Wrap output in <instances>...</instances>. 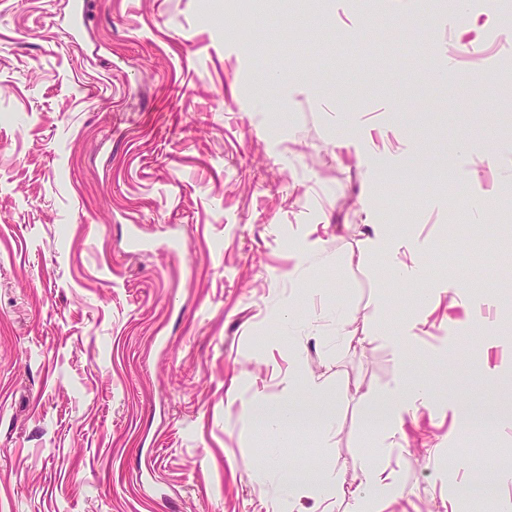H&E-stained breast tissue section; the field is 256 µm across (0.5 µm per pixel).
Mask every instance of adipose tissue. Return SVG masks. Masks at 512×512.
<instances>
[{
	"mask_svg": "<svg viewBox=\"0 0 512 512\" xmlns=\"http://www.w3.org/2000/svg\"><path fill=\"white\" fill-rule=\"evenodd\" d=\"M369 247L375 255H396L395 271L400 278L420 280L425 277L426 267L420 260H399L402 242L391 235L388 227H375ZM411 339L412 329L408 326L404 327L400 335L391 339L396 361L395 377L391 385L376 396L382 412V431L374 442L372 456L361 468L360 494L349 495L343 474L329 467L322 469L317 478L309 483L315 504L349 496L353 499L351 512H383L386 500L400 495L399 475L389 464L390 458L399 451L396 437L407 418L414 413L417 406L427 403L431 394L429 387L411 384L408 379L403 353L405 345ZM252 408L255 420L264 429L282 437L287 436L290 430L300 427L305 417L303 411L269 401L260 394L253 396Z\"/></svg>",
	"mask_w": 512,
	"mask_h": 512,
	"instance_id": "1",
	"label": "adipose tissue"
}]
</instances>
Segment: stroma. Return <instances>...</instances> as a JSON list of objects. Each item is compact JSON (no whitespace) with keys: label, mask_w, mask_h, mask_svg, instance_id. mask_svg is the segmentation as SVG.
<instances>
[{"label":"stroma","mask_w":512,"mask_h":512,"mask_svg":"<svg viewBox=\"0 0 512 512\" xmlns=\"http://www.w3.org/2000/svg\"><path fill=\"white\" fill-rule=\"evenodd\" d=\"M85 2L75 44L72 0H0V512H308L258 480L260 449L357 483L377 431L362 395L392 380L409 322L432 400L385 512H512V484L456 470L512 455V428L465 418L512 419V0H436L453 61L411 52L416 0ZM349 27L360 49L337 43ZM375 224L427 280L340 264ZM318 303L352 343L281 334L277 307ZM295 356L323 391L296 405L340 426L282 448L252 396L289 398Z\"/></svg>","instance_id":"obj_1"}]
</instances>
